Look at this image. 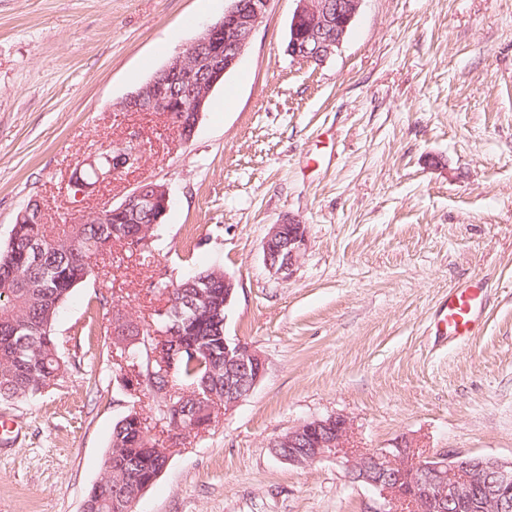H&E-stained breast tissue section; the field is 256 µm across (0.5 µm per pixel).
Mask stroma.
<instances>
[{
	"instance_id": "1",
	"label": "stroma",
	"mask_w": 512,
	"mask_h": 512,
	"mask_svg": "<svg viewBox=\"0 0 512 512\" xmlns=\"http://www.w3.org/2000/svg\"><path fill=\"white\" fill-rule=\"evenodd\" d=\"M226 0H0V251L28 202L46 224L122 201L141 181L170 204L147 252L113 248L60 306L68 368L46 392L0 400V512H82L133 401L107 352L114 296L145 318L161 280L217 268L235 281L225 333L266 373L181 440L135 512H371L377 492L325 459L280 461L297 423L342 414L355 449L416 443L512 458V0H364L322 64L285 52L295 0H271L193 138L121 101ZM141 168L84 206L62 185L129 129ZM305 224L290 281L263 243ZM485 282L464 342L437 333L450 290Z\"/></svg>"
}]
</instances>
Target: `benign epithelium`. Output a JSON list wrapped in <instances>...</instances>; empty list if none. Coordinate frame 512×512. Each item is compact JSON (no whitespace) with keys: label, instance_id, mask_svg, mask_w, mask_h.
Listing matches in <instances>:
<instances>
[{"label":"benign epithelium","instance_id":"7a95c632","mask_svg":"<svg viewBox=\"0 0 512 512\" xmlns=\"http://www.w3.org/2000/svg\"><path fill=\"white\" fill-rule=\"evenodd\" d=\"M224 16L206 27L187 50L174 57L121 102L126 112H160L183 142L194 135L213 88L237 64L267 12L270 0H228ZM286 51L293 59L321 64L341 47L363 0H295ZM135 132L112 143V166L106 181L126 170L138 169L143 158ZM167 185L145 180L123 201L103 208L85 219L106 222L115 216L126 219L144 213L152 223H161L169 208ZM307 244V229L293 222L272 226L263 246L264 263L281 281L293 277ZM162 329L155 336H180L183 318L172 294L157 308ZM224 361L234 369L237 383L224 387V410L233 409L249 396L265 374V361L252 345L224 337ZM129 394L148 387L156 407L169 424L172 438L180 415L174 412L170 387H159L140 370L121 374ZM351 424L342 414L303 421L288 429L271 445L283 462L304 467L334 459L354 483H364L379 494L374 512H394L397 503L411 512H512V460L442 451L424 456L409 441L393 448L358 452L350 446Z\"/></svg>","mask_w":512,"mask_h":512}]
</instances>
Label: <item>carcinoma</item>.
I'll use <instances>...</instances> for the list:
<instances>
[{"label":"carcinoma","instance_id":"1","mask_svg":"<svg viewBox=\"0 0 512 512\" xmlns=\"http://www.w3.org/2000/svg\"><path fill=\"white\" fill-rule=\"evenodd\" d=\"M114 221L66 224L51 233L45 224H15L6 249L0 253V400L42 394L66 371L53 332L59 306L82 285L90 273L88 260L112 248ZM40 254L30 257L31 246ZM210 268L164 285L181 300L197 304L188 312V324L179 343L193 348L181 355L174 384L186 393L178 397L182 435L224 405V326L208 306L197 300V288L210 284L211 303L224 301V282ZM118 335L111 343L125 342L131 351L152 340L143 320L130 315L115 322ZM169 449L156 446L134 417L113 427L106 452L104 477L84 500L83 512H129L136 493L151 481L168 460Z\"/></svg>","mask_w":512,"mask_h":512}]
</instances>
